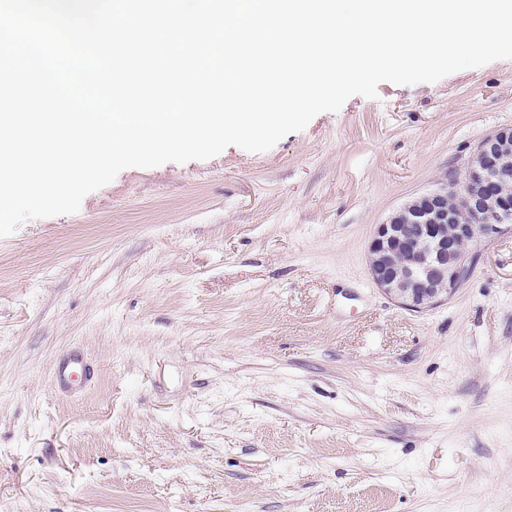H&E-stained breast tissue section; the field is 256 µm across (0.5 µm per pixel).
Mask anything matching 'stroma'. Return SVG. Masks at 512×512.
Returning a JSON list of instances; mask_svg holds the SVG:
<instances>
[{
  "label": "stroma",
  "mask_w": 512,
  "mask_h": 512,
  "mask_svg": "<svg viewBox=\"0 0 512 512\" xmlns=\"http://www.w3.org/2000/svg\"><path fill=\"white\" fill-rule=\"evenodd\" d=\"M503 128L512 60L384 82L0 237V512H512V234L421 311L367 253ZM78 372L90 375L83 356L77 351H72L60 357L53 367L52 375L57 386L67 391L72 387Z\"/></svg>",
  "instance_id": "35a3bbf8"
}]
</instances>
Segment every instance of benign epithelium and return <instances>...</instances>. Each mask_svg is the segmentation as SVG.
Returning <instances> with one entry per match:
<instances>
[{
    "label": "benign epithelium",
    "instance_id": "7a95c632",
    "mask_svg": "<svg viewBox=\"0 0 512 512\" xmlns=\"http://www.w3.org/2000/svg\"><path fill=\"white\" fill-rule=\"evenodd\" d=\"M512 177V128L487 135L464 174L402 206L376 226L369 243L370 275L379 289L409 310H422L449 297L469 277L473 257L461 247L512 232V199L492 208L490 186ZM454 193L470 222H457L448 209Z\"/></svg>",
    "mask_w": 512,
    "mask_h": 512
}]
</instances>
